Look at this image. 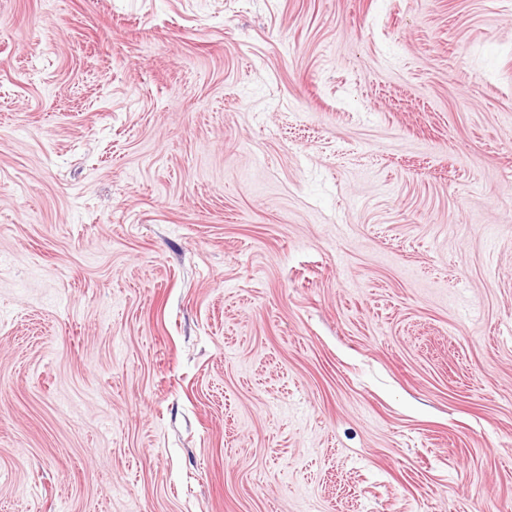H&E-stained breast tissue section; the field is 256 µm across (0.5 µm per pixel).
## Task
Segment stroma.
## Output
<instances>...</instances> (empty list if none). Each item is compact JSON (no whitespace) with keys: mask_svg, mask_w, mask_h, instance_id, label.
I'll return each instance as SVG.
<instances>
[{"mask_svg":"<svg viewBox=\"0 0 512 512\" xmlns=\"http://www.w3.org/2000/svg\"><path fill=\"white\" fill-rule=\"evenodd\" d=\"M0 512H512V0H0Z\"/></svg>","mask_w":512,"mask_h":512,"instance_id":"1","label":"stroma"}]
</instances>
